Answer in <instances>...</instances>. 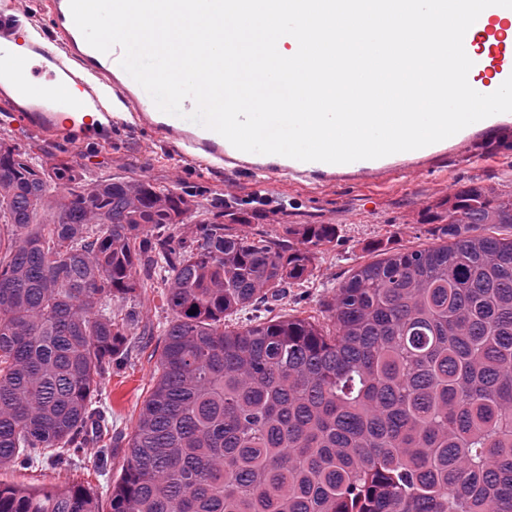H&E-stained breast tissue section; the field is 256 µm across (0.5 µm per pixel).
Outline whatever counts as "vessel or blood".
<instances>
[{
  "label": "vessel or blood",
  "mask_w": 512,
  "mask_h": 512,
  "mask_svg": "<svg viewBox=\"0 0 512 512\" xmlns=\"http://www.w3.org/2000/svg\"><path fill=\"white\" fill-rule=\"evenodd\" d=\"M42 8L55 30L50 40L17 21L21 0H0V107L51 135L98 133L116 112L128 125L165 141L182 165L218 166L231 177L247 173L264 191L322 189L340 178L390 183L405 169L425 165L459 142L512 125V113L496 114L432 145L347 164L242 152L216 132L187 120V113L195 109L193 100L184 101L181 118L159 111L121 67V47L104 54L86 42L73 21L69 0H42ZM464 49L473 59L471 87L483 94L497 90L512 76V9L486 8L466 32Z\"/></svg>",
  "instance_id": "1"
}]
</instances>
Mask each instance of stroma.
Segmentation results:
<instances>
[{
  "label": "stroma",
  "instance_id": "stroma-1",
  "mask_svg": "<svg viewBox=\"0 0 512 512\" xmlns=\"http://www.w3.org/2000/svg\"><path fill=\"white\" fill-rule=\"evenodd\" d=\"M4 136L31 145L30 156L36 164L51 152L73 159L92 179L142 177L160 187L196 192L201 202L220 204L244 218L248 233L259 230L279 237L287 224L335 225V243L317 253L307 281L290 288L287 299L272 311L276 318L312 317L322 323L327 320L322 300L332 295L352 269L374 261L377 245L408 250L433 246L429 232L432 208L464 185L512 190V134L504 140L494 137L462 145L437 157L429 167L404 171L399 181L385 186L340 180L325 190L299 188L273 194L265 206L254 203L257 191L250 177L232 181L224 172L201 165L181 167L161 142L135 130L113 131L108 142L91 137L75 148L37 134L0 109V138ZM131 346L127 362L105 376L98 387L112 409L113 431L126 436L152 392L161 351L156 336L132 337ZM109 442L106 435L89 441L83 460L71 469L5 468L0 469V482L34 489L80 484L95 493L100 503H107L124 464L118 454L106 469L94 467L99 449Z\"/></svg>",
  "mask_w": 512,
  "mask_h": 512
}]
</instances>
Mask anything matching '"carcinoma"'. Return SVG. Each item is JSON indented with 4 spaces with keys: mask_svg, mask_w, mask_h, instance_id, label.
I'll return each instance as SVG.
<instances>
[{
    "mask_svg": "<svg viewBox=\"0 0 512 512\" xmlns=\"http://www.w3.org/2000/svg\"><path fill=\"white\" fill-rule=\"evenodd\" d=\"M0 138V466L76 465L109 432L101 379L138 297L172 318L110 512H512V191L467 186L438 244L358 266L330 324L260 319L336 242L334 224L249 236L241 219L148 180ZM195 314H189L190 310ZM251 310L230 329L224 318ZM0 512H101L81 485L0 482Z\"/></svg>",
    "mask_w": 512,
    "mask_h": 512,
    "instance_id": "cac0c4a2",
    "label": "carcinoma"
}]
</instances>
